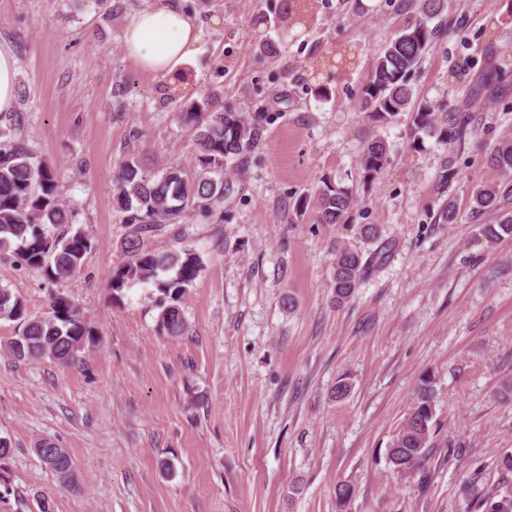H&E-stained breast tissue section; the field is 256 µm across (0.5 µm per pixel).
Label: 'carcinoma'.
Wrapping results in <instances>:
<instances>
[{"label": "carcinoma", "mask_w": 512, "mask_h": 512, "mask_svg": "<svg viewBox=\"0 0 512 512\" xmlns=\"http://www.w3.org/2000/svg\"><path fill=\"white\" fill-rule=\"evenodd\" d=\"M448 7V0H417L394 37L376 55L368 79L357 95V109L369 121L387 127L405 115L410 133V150L420 151L425 139L434 138L461 150L478 136L470 112L480 111L501 87L512 81V69L498 64L469 82L452 104L448 122L436 119L435 106L414 96L411 81L424 57L441 43L447 26L431 22ZM188 128L196 148L195 172L170 166L162 173L148 176L134 155L117 163L115 207L121 223L132 230L130 257L118 265L112 275V291L122 292L130 284H153L161 293L159 330L167 336H179L186 328L181 307L187 289L202 271L200 256L190 248L163 252L145 251L136 238L162 224H178L189 212L215 224L224 223V201L234 187L224 180V169L241 166L261 137L263 116L244 115L221 104L216 94L192 101L177 113ZM390 145L381 136L369 139L361 155V184L371 187L390 165ZM488 161L503 180L481 182L471 189L468 205L473 214H500L496 224H483L480 234L488 243L512 237V131L501 133L490 149ZM62 176L45 160L36 159L21 134L0 131V253H12L17 261L43 273L51 282L66 280L82 267L93 247L81 228L69 226L70 220L60 203ZM317 219L321 224H345L357 202L353 189L324 182L315 194ZM68 225L66 232L50 235L47 225ZM362 252L350 245H339L332 261V283L336 301L351 298L366 271ZM0 320L12 321L21 334L9 343L20 360L49 358L71 364L83 349L91 327L79 309L64 295L51 297V312L32 317L18 294L0 289ZM435 415L430 379H421L416 405L387 448L389 462L401 469L420 466L429 455L431 422ZM36 452L49 454L41 463L60 485L73 478V459L65 448L42 441ZM501 478L491 489L478 487L472 480L466 487V512H512V454L504 455L496 465Z\"/></svg>", "instance_id": "1"}]
</instances>
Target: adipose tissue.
I'll return each mask as SVG.
<instances>
[{
  "label": "adipose tissue",
  "mask_w": 512,
  "mask_h": 512,
  "mask_svg": "<svg viewBox=\"0 0 512 512\" xmlns=\"http://www.w3.org/2000/svg\"><path fill=\"white\" fill-rule=\"evenodd\" d=\"M128 60L143 72L168 76L197 51L198 24L172 4L155 0L127 22L122 34Z\"/></svg>",
  "instance_id": "1"
}]
</instances>
